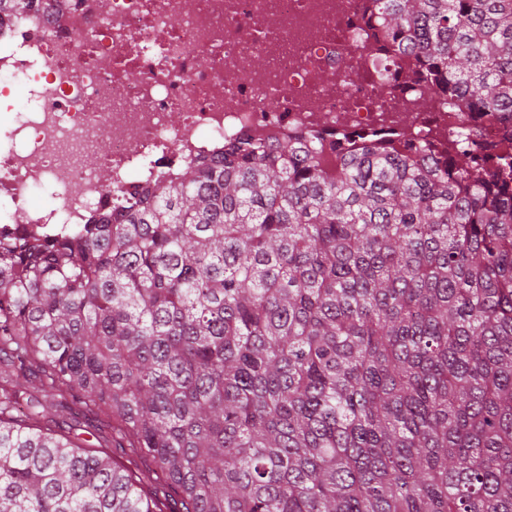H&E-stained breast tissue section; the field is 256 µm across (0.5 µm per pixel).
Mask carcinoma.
<instances>
[{"mask_svg": "<svg viewBox=\"0 0 512 512\" xmlns=\"http://www.w3.org/2000/svg\"><path fill=\"white\" fill-rule=\"evenodd\" d=\"M512 116V0H376ZM105 419L167 490L42 426ZM0 512H512V154L242 139L0 236Z\"/></svg>", "mask_w": 512, "mask_h": 512, "instance_id": "cac0c4a2", "label": "carcinoma"}]
</instances>
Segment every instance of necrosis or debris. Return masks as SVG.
<instances>
[{"label":"necrosis or debris","instance_id":"1","mask_svg":"<svg viewBox=\"0 0 512 512\" xmlns=\"http://www.w3.org/2000/svg\"><path fill=\"white\" fill-rule=\"evenodd\" d=\"M372 0H32L0 14V233L56 236L242 138L512 147V124L423 94L372 51ZM95 166H87V157ZM52 192L51 207L31 202Z\"/></svg>","mask_w":512,"mask_h":512}]
</instances>
